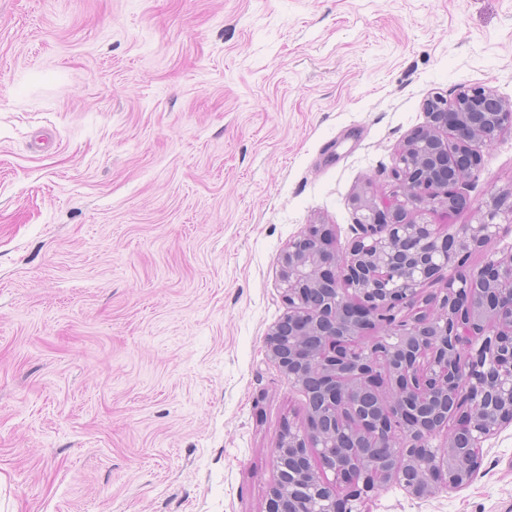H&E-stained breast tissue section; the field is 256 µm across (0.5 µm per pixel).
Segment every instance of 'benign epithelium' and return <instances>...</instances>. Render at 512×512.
<instances>
[{
	"label": "benign epithelium",
	"instance_id": "obj_1",
	"mask_svg": "<svg viewBox=\"0 0 512 512\" xmlns=\"http://www.w3.org/2000/svg\"><path fill=\"white\" fill-rule=\"evenodd\" d=\"M425 109L393 167L405 200L362 190L344 247L309 224L281 256L287 313L265 345L308 405L278 441L266 512H361L391 481L418 498L461 488L484 442L512 424V257L463 263L512 222V195L490 196L475 222L444 234L426 220L459 208L458 184L512 132V102L474 86ZM439 276L443 288L423 295ZM421 303L436 311L387 323ZM373 328L382 334L365 340Z\"/></svg>",
	"mask_w": 512,
	"mask_h": 512
}]
</instances>
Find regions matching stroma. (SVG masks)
Here are the masks:
<instances>
[{"instance_id":"stroma-1","label":"stroma","mask_w":512,"mask_h":512,"mask_svg":"<svg viewBox=\"0 0 512 512\" xmlns=\"http://www.w3.org/2000/svg\"><path fill=\"white\" fill-rule=\"evenodd\" d=\"M478 85L512 101V0H0V512H265L307 411L281 254L402 198L425 101ZM461 192H512V132ZM482 455L362 512H512V425Z\"/></svg>"}]
</instances>
